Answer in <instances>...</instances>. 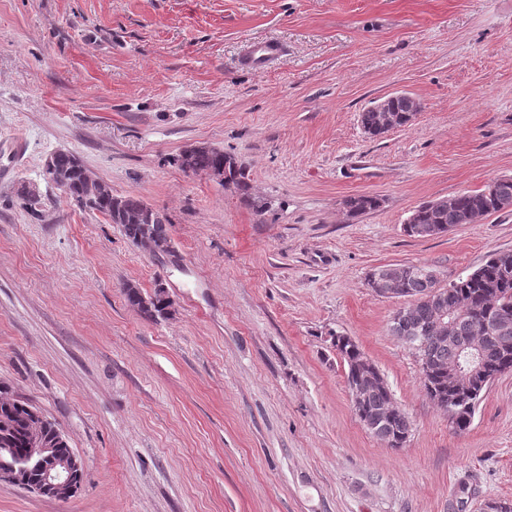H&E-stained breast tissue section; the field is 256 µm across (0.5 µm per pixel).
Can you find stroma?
<instances>
[{
  "mask_svg": "<svg viewBox=\"0 0 512 512\" xmlns=\"http://www.w3.org/2000/svg\"><path fill=\"white\" fill-rule=\"evenodd\" d=\"M283 47L272 65L250 44ZM422 109L374 138L359 114ZM233 155L231 187L178 163ZM74 154L169 220L170 253L80 210L42 171ZM512 178V0H0V382L85 461L61 501L0 482V512H480L512 502V372L455 433L390 331L414 264L440 286L512 251V208L432 237L420 204ZM37 183L38 201L18 196ZM374 195L352 217L346 197ZM174 302L150 322L124 283ZM351 337L411 428L357 417L332 336ZM281 47L277 42L265 41L250 46L245 57V62L249 66L262 69L271 61L279 56ZM397 97L404 98L405 100L409 101L412 104L411 113L407 112L408 106L404 99H397L396 101L391 102L393 99H395ZM390 103H391V111H392V113L395 114L397 119L395 122V118H393V119L389 118V123L386 126V128L388 130L393 129L395 126V123L398 126H402L403 124H405L406 120L408 119V118H406L407 113H410V114H408V117L412 118L413 116H416L417 113L421 110V104L417 99H415L414 97H412L410 95L403 94V93L394 94L387 98L381 99L378 102H376V104L372 107L382 110L383 112H386L389 110ZM374 108L369 107V108L363 110V112H361L359 115V121H360L362 128L368 135H370L372 137H378V136H381L384 133H386L387 130H384L381 128L382 114H381V112H379L378 110H376ZM210 149L211 146H194L187 148L182 152L181 160L188 156L195 149ZM187 165L190 166L195 172H209L207 173L212 178L220 181L223 186H233L241 195H243L246 202L258 215H263L267 208L266 204L259 198L253 197L250 193V184L248 182L245 169L231 155L225 154L223 150H196L192 152L187 159ZM216 167H224L223 169H214ZM224 175H227L228 183H225ZM394 405L393 399L389 401ZM393 410L398 411V407L394 405ZM410 431V421L406 413L402 410L393 415L390 419L381 420L375 432V436L385 442L391 448H400L404 445V432Z\"/></svg>",
  "mask_w": 512,
  "mask_h": 512,
  "instance_id": "35a3bbf8",
  "label": "stroma"
}]
</instances>
